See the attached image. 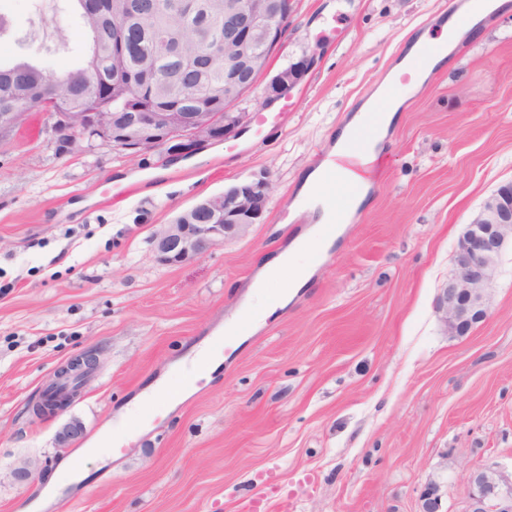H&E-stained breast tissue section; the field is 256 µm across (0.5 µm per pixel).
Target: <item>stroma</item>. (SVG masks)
Wrapping results in <instances>:
<instances>
[{
	"label": "stroma",
	"instance_id": "stroma-1",
	"mask_svg": "<svg viewBox=\"0 0 512 512\" xmlns=\"http://www.w3.org/2000/svg\"><path fill=\"white\" fill-rule=\"evenodd\" d=\"M466 2L292 0L270 70L317 60L260 140L261 84L237 106L239 136L163 165L61 148L43 112L0 135V512L60 498L69 512H419L431 480L444 512H463L469 470L512 465V251L485 322L451 336L437 311L466 225L512 180V10L470 28L405 100L366 208L308 285L211 381L163 390L246 310L266 258L312 227L292 212L302 172ZM10 10L21 43L7 58L58 74L82 59L70 0ZM261 175L274 185L262 223L206 257L155 261L160 225ZM89 351L98 364L71 406L35 417L55 370ZM72 421L83 435L58 447ZM103 437L118 456L91 455ZM64 459L89 476L55 492L45 477Z\"/></svg>",
	"mask_w": 512,
	"mask_h": 512
}]
</instances>
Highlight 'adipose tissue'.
<instances>
[{
    "instance_id": "adipose-tissue-1",
    "label": "adipose tissue",
    "mask_w": 512,
    "mask_h": 512,
    "mask_svg": "<svg viewBox=\"0 0 512 512\" xmlns=\"http://www.w3.org/2000/svg\"><path fill=\"white\" fill-rule=\"evenodd\" d=\"M402 105L398 97L390 95L386 87H379L345 127L338 133L330 150L336 156V182L349 187L350 193L342 204L332 205L326 195L320 194L322 167H315L306 175L298 192L297 210L316 215L318 225L291 249L267 260L252 284L251 305L256 318L283 305L288 300L287 291L269 295L270 281L287 279L289 289L304 287L312 270L303 262L305 253L330 249L329 241L320 235L323 224L335 225L337 232H344L367 198L371 186L372 166L379 157L377 146L388 135L396 113Z\"/></svg>"
}]
</instances>
